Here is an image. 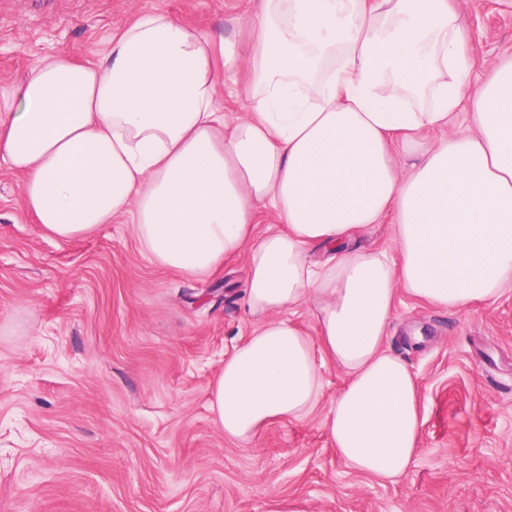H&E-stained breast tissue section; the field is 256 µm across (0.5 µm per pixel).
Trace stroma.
Here are the masks:
<instances>
[{
    "mask_svg": "<svg viewBox=\"0 0 512 512\" xmlns=\"http://www.w3.org/2000/svg\"><path fill=\"white\" fill-rule=\"evenodd\" d=\"M472 82L512 59V0H458ZM250 0H0V82L39 58L85 61L141 12L249 48ZM0 164V512H512V292L443 310L398 294L385 346L416 376L417 458L384 482L350 469L322 405L249 444L208 389L252 331L246 255L196 279L158 265L128 216L70 241L36 224Z\"/></svg>",
    "mask_w": 512,
    "mask_h": 512,
    "instance_id": "stroma-1",
    "label": "stroma"
}]
</instances>
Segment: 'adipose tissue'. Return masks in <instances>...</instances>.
Listing matches in <instances>:
<instances>
[{
	"label": "adipose tissue",
	"mask_w": 512,
	"mask_h": 512,
	"mask_svg": "<svg viewBox=\"0 0 512 512\" xmlns=\"http://www.w3.org/2000/svg\"><path fill=\"white\" fill-rule=\"evenodd\" d=\"M252 50L143 12L93 59L63 53L0 83V163L44 231L120 215L159 265L193 278L246 254L251 334L209 408L247 442L318 405L351 468L391 480L418 454L419 386L385 347L398 292L465 311L512 292V61L471 89L454 0H254ZM245 69L249 103L224 116ZM428 130L443 131L433 144ZM279 228L255 232L259 207ZM391 228L394 250L360 237ZM308 308L316 336L285 320Z\"/></svg>",
	"instance_id": "adipose-tissue-1"
}]
</instances>
